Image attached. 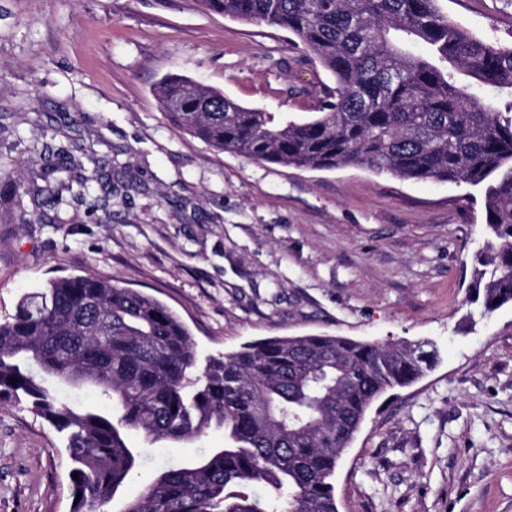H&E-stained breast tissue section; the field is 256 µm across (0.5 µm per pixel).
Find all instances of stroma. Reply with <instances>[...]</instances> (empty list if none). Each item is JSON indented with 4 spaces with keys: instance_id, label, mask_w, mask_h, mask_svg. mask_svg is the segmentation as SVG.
Segmentation results:
<instances>
[{
    "instance_id": "1",
    "label": "stroma",
    "mask_w": 512,
    "mask_h": 512,
    "mask_svg": "<svg viewBox=\"0 0 512 512\" xmlns=\"http://www.w3.org/2000/svg\"><path fill=\"white\" fill-rule=\"evenodd\" d=\"M440 4L512 45L507 0ZM169 74L283 114L333 83L288 31L199 0H0V318L49 278L90 274L165 302L202 358L274 336L430 342L435 366L377 400L344 452L338 510L512 512V307L472 310L477 191L215 151L164 115ZM87 147L97 180L47 187L53 154ZM128 442L147 451L135 495L224 434ZM71 466L52 426L0 404V512H69Z\"/></svg>"
}]
</instances>
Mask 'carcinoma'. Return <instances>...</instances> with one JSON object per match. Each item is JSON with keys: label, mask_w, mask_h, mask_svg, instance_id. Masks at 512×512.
Here are the masks:
<instances>
[{"label": "carcinoma", "mask_w": 512, "mask_h": 512, "mask_svg": "<svg viewBox=\"0 0 512 512\" xmlns=\"http://www.w3.org/2000/svg\"><path fill=\"white\" fill-rule=\"evenodd\" d=\"M439 0H201L226 18L291 33L333 78L318 112L277 117L182 76L158 83L168 120L218 152L310 170L366 167L483 190L488 235L472 288L512 305V46L473 36ZM500 97L484 100L479 89ZM437 360L421 345L310 334L206 360L159 299L94 276L54 277L0 320V402L64 436L71 512H337L332 477L366 414ZM98 401L76 406L70 391ZM224 447L157 469L126 494L142 451L127 440ZM260 485L268 496L239 488Z\"/></svg>", "instance_id": "obj_1"}]
</instances>
